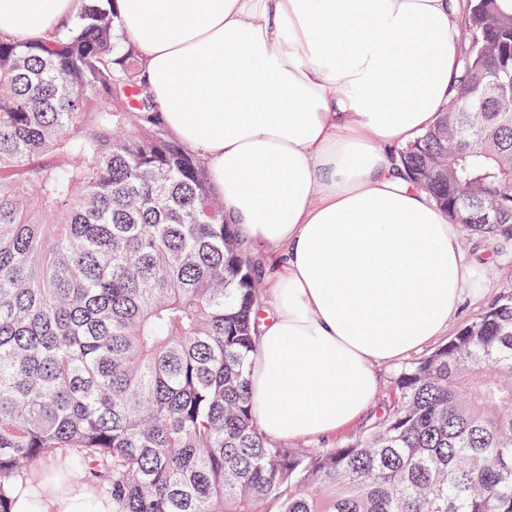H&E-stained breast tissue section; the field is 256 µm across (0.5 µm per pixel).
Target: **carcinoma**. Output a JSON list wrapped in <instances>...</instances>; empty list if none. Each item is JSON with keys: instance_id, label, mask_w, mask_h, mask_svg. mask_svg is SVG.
Returning a JSON list of instances; mask_svg holds the SVG:
<instances>
[{"instance_id": "1", "label": "carcinoma", "mask_w": 512, "mask_h": 512, "mask_svg": "<svg viewBox=\"0 0 512 512\" xmlns=\"http://www.w3.org/2000/svg\"><path fill=\"white\" fill-rule=\"evenodd\" d=\"M460 34L457 106L401 162L512 240V15L468 0ZM260 280L111 0L0 36V512L70 475L112 512H512V296L405 370L361 440L291 451L250 406Z\"/></svg>"}]
</instances>
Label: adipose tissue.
I'll use <instances>...</instances> for the list:
<instances>
[{
	"instance_id": "ef3b65f1",
	"label": "adipose tissue",
	"mask_w": 512,
	"mask_h": 512,
	"mask_svg": "<svg viewBox=\"0 0 512 512\" xmlns=\"http://www.w3.org/2000/svg\"><path fill=\"white\" fill-rule=\"evenodd\" d=\"M77 0H0V34L43 37ZM465 0H115L172 134L224 217L279 254L250 360L274 440L333 435L373 402L376 367L447 332L472 265L462 227L398 150L433 127L460 67Z\"/></svg>"
}]
</instances>
